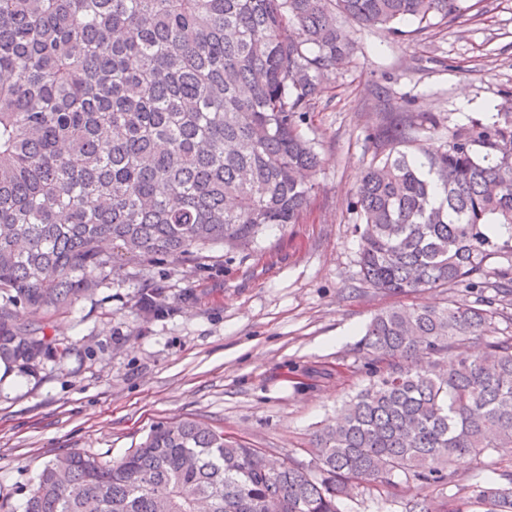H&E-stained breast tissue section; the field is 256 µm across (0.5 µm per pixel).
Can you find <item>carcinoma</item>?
Here are the masks:
<instances>
[{"label": "carcinoma", "mask_w": 512, "mask_h": 512, "mask_svg": "<svg viewBox=\"0 0 512 512\" xmlns=\"http://www.w3.org/2000/svg\"><path fill=\"white\" fill-rule=\"evenodd\" d=\"M473 0H0V360L32 370L69 347L18 322L70 304L125 262L244 250L298 224L320 163L303 126L349 61L336 21L402 35L473 11ZM375 155L349 205L362 281L391 293L461 286L473 303L394 308L359 341L373 381L314 435L305 466L190 419L157 423L121 458L48 461L24 512H341L374 484L452 485L451 461L512 453V335L500 306L512 265V113ZM407 512H512V470L466 499Z\"/></svg>", "instance_id": "cac0c4a2"}]
</instances>
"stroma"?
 Returning a JSON list of instances; mask_svg holds the SVG:
<instances>
[{
    "mask_svg": "<svg viewBox=\"0 0 512 512\" xmlns=\"http://www.w3.org/2000/svg\"><path fill=\"white\" fill-rule=\"evenodd\" d=\"M354 53L332 74L304 131L321 166L298 224L268 228L248 250L215 245L202 259L131 264L60 310L18 308V322L70 345L61 361L23 374L0 367V512H23L44 464L72 451L104 460L136 448L158 422L188 418L278 457L309 463L315 432L369 384L358 350L383 311L448 300L464 288L393 294L359 275V219L351 192L374 156L369 133L412 112L437 124L417 146L441 148L450 130L512 112V0H481L462 18L405 36L351 26ZM166 309L140 312L143 288ZM512 457L465 456L450 487L398 483L343 500L341 512H406L409 499L471 496L498 482Z\"/></svg>",
    "mask_w": 512,
    "mask_h": 512,
    "instance_id": "obj_1",
    "label": "stroma"
}]
</instances>
